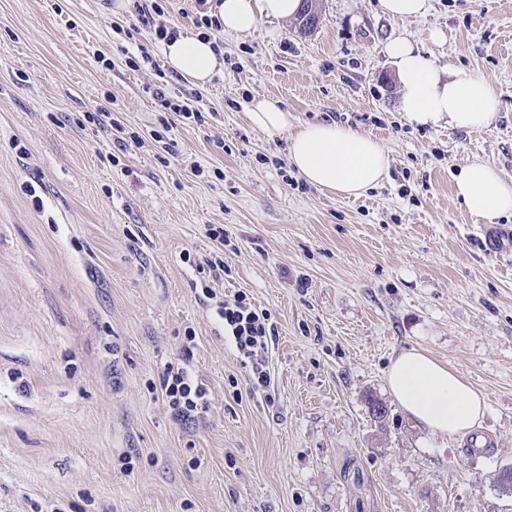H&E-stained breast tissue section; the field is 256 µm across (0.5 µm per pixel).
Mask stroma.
Masks as SVG:
<instances>
[{
  "instance_id": "stroma-1",
  "label": "stroma",
  "mask_w": 512,
  "mask_h": 512,
  "mask_svg": "<svg viewBox=\"0 0 512 512\" xmlns=\"http://www.w3.org/2000/svg\"><path fill=\"white\" fill-rule=\"evenodd\" d=\"M113 2L0 0V512H512V248L485 247L452 187L476 160L512 177V0L408 20L319 0L306 35L214 28L224 72L202 88ZM394 39L485 78L494 122L408 123ZM160 88L201 122L161 123ZM260 97L380 141L387 177L357 199L311 186L251 125ZM212 225L217 278L195 269ZM238 293L275 327L264 390L216 313ZM188 333L210 400L193 424L152 388ZM412 348L484 394L489 453L409 424L385 373Z\"/></svg>"
}]
</instances>
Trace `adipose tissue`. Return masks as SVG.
Masks as SVG:
<instances>
[{"mask_svg": "<svg viewBox=\"0 0 512 512\" xmlns=\"http://www.w3.org/2000/svg\"><path fill=\"white\" fill-rule=\"evenodd\" d=\"M300 0H220L215 16L225 31L246 34L265 18L296 16ZM209 36H176L162 46L168 67L192 84H209L222 73L224 60ZM402 89L401 104L409 122L458 130L487 127L499 100L481 76L465 68L442 69L414 44L395 40L385 47ZM249 119L270 134L287 133L288 161L306 182L340 196L358 197L378 186L388 173L387 149L350 126L331 122H294L272 97L254 100ZM455 199L475 220L493 223L512 216V178L494 166L469 162L453 176ZM388 390L409 420L432 432L465 436L486 410L482 392L448 365L419 350L394 358L387 371Z\"/></svg>", "mask_w": 512, "mask_h": 512, "instance_id": "ef3b65f1", "label": "adipose tissue"}]
</instances>
